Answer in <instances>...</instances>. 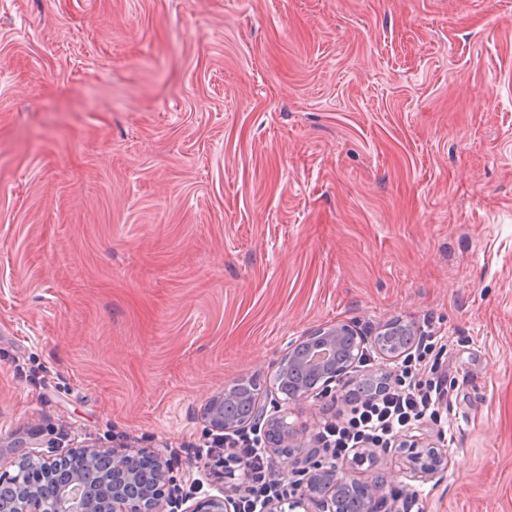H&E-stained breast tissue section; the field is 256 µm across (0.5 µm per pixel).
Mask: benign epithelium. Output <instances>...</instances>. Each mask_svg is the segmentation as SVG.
Instances as JSON below:
<instances>
[{
	"mask_svg": "<svg viewBox=\"0 0 512 512\" xmlns=\"http://www.w3.org/2000/svg\"><path fill=\"white\" fill-rule=\"evenodd\" d=\"M404 325L408 340L397 350L388 348L380 341V337L390 335L392 323L380 326L378 337L374 338V347L382 364L398 361L417 343L420 336L417 326L411 321L404 322ZM347 339L353 344L350 355L342 361L333 358L322 366L313 367L319 373V380L311 387L300 388L285 399L276 398L270 403L263 397L260 385L252 384L255 407L246 421L240 422L235 416L224 414V398L235 384H228L224 390L214 394L204 406L203 418L218 445H224L226 434L253 428L263 433L266 448L305 447L301 430L287 422L291 406L310 398L322 397L330 384L357 371L367 339L355 326L336 322L322 326L289 345L283 365L292 367L301 365L309 351H335ZM400 446L410 449L407 476L412 481L430 477L448 468V458L436 450L434 439L424 432L404 435ZM81 455L91 471L100 461L109 463L112 491L99 493L82 476L77 475L70 477L68 483L59 488L53 500L38 491V487L31 486L15 497L9 508L13 512H162L160 505L170 479L160 453L150 454L132 448L117 451L113 448L92 447L81 450ZM309 458L306 477L289 484L285 494L267 503L263 512H310L309 506L312 504L317 507V512H337L336 488L339 486L362 499L369 512H377L378 487L361 482L352 474V470L365 462H375V452L366 449L356 452L347 467L327 461L326 457L316 451ZM185 512H237L232 489L222 486L218 488V493L195 501Z\"/></svg>",
	"mask_w": 512,
	"mask_h": 512,
	"instance_id": "7a95c632",
	"label": "benign epithelium"
}]
</instances>
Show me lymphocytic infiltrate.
<instances>
[{
	"mask_svg": "<svg viewBox=\"0 0 512 512\" xmlns=\"http://www.w3.org/2000/svg\"><path fill=\"white\" fill-rule=\"evenodd\" d=\"M439 342L437 336L421 335L394 378L372 395L359 398L346 421L324 425L317 434L323 448L340 459L367 443L385 447L403 430L437 415L447 396V377L424 360ZM223 453L225 467L244 474L239 512H262L265 502L283 486L282 480L273 478L265 450L241 433Z\"/></svg>",
	"mask_w": 512,
	"mask_h": 512,
	"instance_id": "f902f5d3",
	"label": "lymphocytic infiltrate"
}]
</instances>
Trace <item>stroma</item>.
Wrapping results in <instances>:
<instances>
[{
  "mask_svg": "<svg viewBox=\"0 0 512 512\" xmlns=\"http://www.w3.org/2000/svg\"><path fill=\"white\" fill-rule=\"evenodd\" d=\"M440 336L425 420L356 477L388 512H512V0H0V474L39 434L224 483L206 402L291 342ZM359 373L300 405L292 480ZM418 429L419 435H411L410 431L398 444L400 448H412L407 457V476L412 481L433 476L448 467V458L436 450L438 446L432 436L421 432L422 428Z\"/></svg>",
  "mask_w": 512,
  "mask_h": 512,
  "instance_id": "35a3bbf8",
  "label": "stroma"
}]
</instances>
